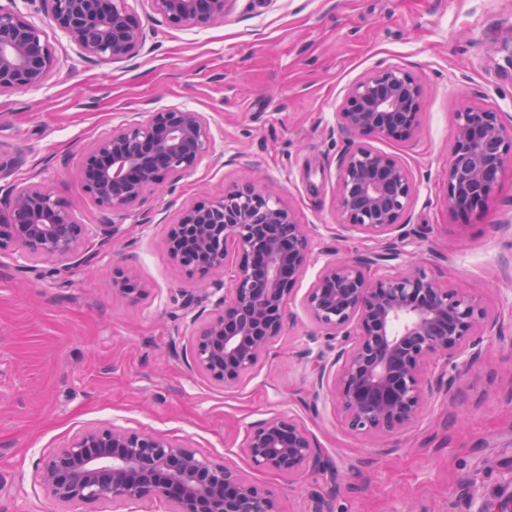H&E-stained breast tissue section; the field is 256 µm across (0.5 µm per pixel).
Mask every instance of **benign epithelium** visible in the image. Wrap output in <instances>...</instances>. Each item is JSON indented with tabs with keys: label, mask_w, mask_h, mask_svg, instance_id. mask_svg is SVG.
<instances>
[{
	"label": "benign epithelium",
	"mask_w": 512,
	"mask_h": 512,
	"mask_svg": "<svg viewBox=\"0 0 512 512\" xmlns=\"http://www.w3.org/2000/svg\"><path fill=\"white\" fill-rule=\"evenodd\" d=\"M45 23L78 52L105 62L137 57L146 41L142 18L129 0H39ZM150 20L172 27L224 22L233 0H150ZM58 58L42 25L0 3V95L42 87ZM423 87L409 71L380 65L353 83L338 123L350 134L366 132L412 139L418 133ZM215 135L208 118L187 108H159L141 118L126 114L112 131L80 155L77 174L105 213L92 232L73 218L46 183H18V159L0 160V259L21 267L46 260L69 270L89 255L92 237L112 241L113 216L148 222L138 211L147 196L194 171L212 156ZM512 126L500 113L468 106L455 113L448 159L451 211L484 206L507 164ZM337 181V230L375 241L369 256L328 261L304 297L319 335L308 337L303 358L313 365L311 393L329 392L349 429L388 436L409 426L425 402L445 395L448 367L474 365L484 337L497 327L482 299L444 286L423 265L381 263L399 256L403 218L419 192L408 169L386 153L355 146L341 158ZM313 225L296 221L278 192L242 184L219 198L183 207L167 247L190 276L224 273L215 291L182 303H211L207 320L190 319L192 360L202 374L231 387L250 376L284 330L283 311L302 275L318 262ZM238 254V263L229 264ZM224 291L217 297L215 293ZM245 450L258 469L294 480L326 470L309 432L294 418L271 416L248 432ZM33 484L60 506L107 497L114 502L159 501L170 512H283L278 498L216 464L187 444L123 427L88 428L54 450Z\"/></svg>",
	"instance_id": "1"
}]
</instances>
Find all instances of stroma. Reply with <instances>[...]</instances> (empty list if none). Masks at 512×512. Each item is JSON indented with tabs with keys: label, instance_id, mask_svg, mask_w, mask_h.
<instances>
[{
	"label": "stroma",
	"instance_id": "1",
	"mask_svg": "<svg viewBox=\"0 0 512 512\" xmlns=\"http://www.w3.org/2000/svg\"><path fill=\"white\" fill-rule=\"evenodd\" d=\"M511 30L512 0H234L224 23L150 24L139 56L105 63L46 28L57 71L41 88L0 95V157L25 158L17 181H50L78 223L98 224L102 212L75 174L81 152L126 113L165 107L204 113L216 157L147 199L151 223L123 222L111 246L72 271L0 263V512H59L32 485L36 468L84 429L112 425L232 464L285 512H312L314 491L328 512H499L512 493V277L503 273L512 234L498 230L512 225V166L493 198L465 214L447 207L446 168L463 106L512 125V73L496 52ZM381 64L423 86L415 139L336 129L348 87ZM355 143L395 157L420 186L405 260L480 296L502 323L447 395L385 439L353 434L331 396L309 395L300 353L314 325L302 298L316 268L297 282L267 356L227 387L196 371L191 328L177 317L183 295L215 278L188 276L166 247L181 205L249 182L279 186L297 221L316 225L321 260L366 253L372 241L336 233L339 159ZM125 266L137 290L113 285V268ZM282 412L309 431L330 471L295 484L253 466L249 429Z\"/></svg>",
	"mask_w": 512,
	"mask_h": 512
}]
</instances>
